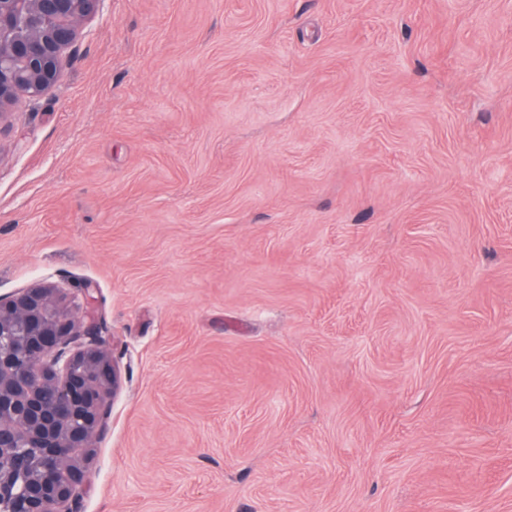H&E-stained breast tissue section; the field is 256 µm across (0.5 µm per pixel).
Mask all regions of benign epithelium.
I'll use <instances>...</instances> for the list:
<instances>
[{"label":"benign epithelium","instance_id":"benign-epithelium-1","mask_svg":"<svg viewBox=\"0 0 512 512\" xmlns=\"http://www.w3.org/2000/svg\"><path fill=\"white\" fill-rule=\"evenodd\" d=\"M103 0H0V112L57 79L79 22ZM87 283L0 296V512H81L120 387Z\"/></svg>","mask_w":512,"mask_h":512}]
</instances>
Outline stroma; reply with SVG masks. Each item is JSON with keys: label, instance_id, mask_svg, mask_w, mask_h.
Here are the masks:
<instances>
[{"label": "stroma", "instance_id": "obj_1", "mask_svg": "<svg viewBox=\"0 0 512 512\" xmlns=\"http://www.w3.org/2000/svg\"><path fill=\"white\" fill-rule=\"evenodd\" d=\"M92 284L82 512H512V0H103L0 120V295Z\"/></svg>", "mask_w": 512, "mask_h": 512}]
</instances>
